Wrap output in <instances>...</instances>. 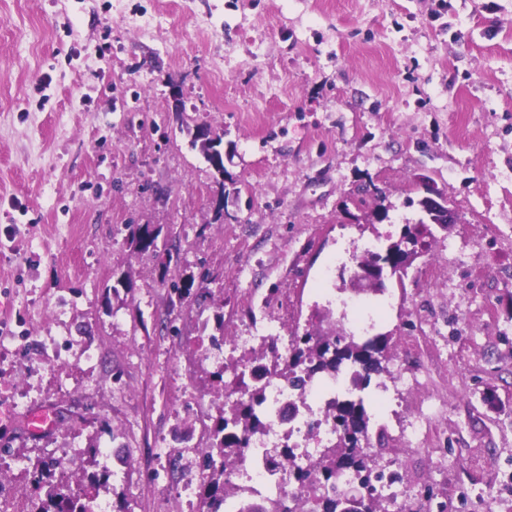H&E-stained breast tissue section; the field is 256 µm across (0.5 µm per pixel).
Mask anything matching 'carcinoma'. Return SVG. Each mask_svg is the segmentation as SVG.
<instances>
[{
	"label": "carcinoma",
	"instance_id": "cac0c4a2",
	"mask_svg": "<svg viewBox=\"0 0 512 512\" xmlns=\"http://www.w3.org/2000/svg\"><path fill=\"white\" fill-rule=\"evenodd\" d=\"M224 135L209 132L207 141L190 140V146L199 150L206 162L217 170H224V156L220 150ZM435 241L432 229L423 224H405L399 238L390 243L395 251L403 250L404 245L412 247L418 257L429 251ZM393 336L390 332H378L370 336H354L346 333L336 324L328 323V315L320 316L319 323L303 334L292 336V346L288 359L281 360L275 343L271 342L259 350H250L253 359L263 361L273 367L275 373L289 385L302 390L305 385L321 375L338 372L351 364L353 389L362 391L368 388L372 378L390 373L389 363ZM249 394L246 402L226 401L215 419L212 441L201 449L203 459V481L200 485L201 503L211 510L217 502L234 494L235 486L229 475L247 462L245 452L249 439L263 432L265 422L259 412L264 402V392L255 382H248L239 365L222 364L212 373L219 383H225L226 373ZM336 426V442L323 449L309 473L301 468L292 469L289 475L299 481L315 474L323 486L333 490L337 474L345 467L353 468L360 479L364 491L354 495L359 502L357 510H349V495L333 496L325 500L324 512H387L388 505L369 491L370 482L378 461L375 456L359 454L358 448L367 437L370 417L363 399L345 400L336 403L330 413ZM63 472L65 467L56 461L49 464L39 462L33 467L32 478L35 490L41 496L25 512H86L84 503L87 491L97 489L110 479V474L96 471L90 475L87 486L71 489L53 483L55 471ZM308 505L300 502L286 503L271 500L262 505L246 503L241 512H307Z\"/></svg>",
	"mask_w": 512,
	"mask_h": 512
}]
</instances>
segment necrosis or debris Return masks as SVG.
<instances>
[{
  "label": "necrosis or debris",
  "instance_id": "1",
  "mask_svg": "<svg viewBox=\"0 0 512 512\" xmlns=\"http://www.w3.org/2000/svg\"><path fill=\"white\" fill-rule=\"evenodd\" d=\"M290 344L284 336L283 325L277 317H270L262 325L245 328L230 327L226 341L231 349L243 350L259 347L274 340ZM241 371L254 376L265 391L260 408L267 425L265 434L253 437L249 445L246 467L234 471L230 480L237 493L224 500L222 512H239L244 502L280 499L286 502L300 500L313 503L322 498L324 490L318 481L299 484L288 476L291 466L313 465L322 443L334 439L336 430L329 412L337 400L349 396L351 385L348 372L327 376L309 384L305 392H297L280 380L259 371L249 358L239 361ZM289 447L290 459L273 466L265 452L270 448Z\"/></svg>",
  "mask_w": 512,
  "mask_h": 512
}]
</instances>
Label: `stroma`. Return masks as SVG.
Wrapping results in <instances>:
<instances>
[{"label": "stroma", "mask_w": 512, "mask_h": 512, "mask_svg": "<svg viewBox=\"0 0 512 512\" xmlns=\"http://www.w3.org/2000/svg\"><path fill=\"white\" fill-rule=\"evenodd\" d=\"M182 109H171L172 92ZM223 133L224 174L189 144ZM428 177L458 222L390 279L393 364L417 358L426 446L384 462L422 512L426 490L466 512H512V0H0V494L92 445L135 468L98 489L114 512H196L183 451L224 403L218 322L281 313L306 329L365 243L417 223ZM224 191L223 218L210 199ZM161 248L140 252L137 226ZM443 267L430 284L422 271ZM208 289L179 300L172 282ZM460 336L414 322L425 301ZM49 407L32 435L25 416Z\"/></svg>", "instance_id": "35a3bbf8"}]
</instances>
